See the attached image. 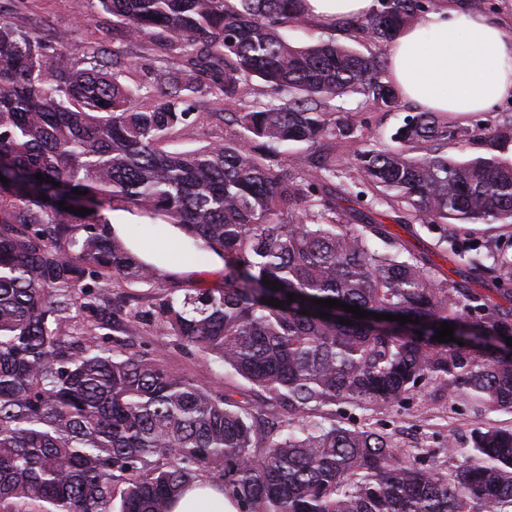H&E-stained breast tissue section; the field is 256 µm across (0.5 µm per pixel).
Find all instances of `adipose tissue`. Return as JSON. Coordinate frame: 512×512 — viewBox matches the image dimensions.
Listing matches in <instances>:
<instances>
[{
  "instance_id": "obj_1",
  "label": "adipose tissue",
  "mask_w": 512,
  "mask_h": 512,
  "mask_svg": "<svg viewBox=\"0 0 512 512\" xmlns=\"http://www.w3.org/2000/svg\"><path fill=\"white\" fill-rule=\"evenodd\" d=\"M387 78L420 109L450 114H478L512 96V39L500 23L457 5L426 14L397 36L389 52ZM130 248L145 262L168 274L195 278L201 269H223L220 254L205 263L188 256L189 239L168 228L164 247L133 240Z\"/></svg>"
}]
</instances>
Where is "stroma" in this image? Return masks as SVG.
Here are the masks:
<instances>
[{
    "instance_id": "1",
    "label": "stroma",
    "mask_w": 512,
    "mask_h": 512,
    "mask_svg": "<svg viewBox=\"0 0 512 512\" xmlns=\"http://www.w3.org/2000/svg\"><path fill=\"white\" fill-rule=\"evenodd\" d=\"M0 17L13 26L26 30L40 24L51 31L65 34L78 44L103 43L111 47L108 30L112 17L102 11L98 0H0ZM289 41L296 45L310 42L311 38L333 37L345 44H354L361 52L388 53V45L366 40H354L347 27H324L322 21L308 17L304 21L288 24L284 30ZM341 118L360 126L364 140L371 143L389 142L390 136L402 125L405 117L415 112L414 104L404 101L393 112H383L357 96L339 99ZM397 234L415 252L426 257L441 276L451 280L467 281L477 290L490 287V278L478 270H469L450 261L446 244L435 227L414 224L397 227ZM449 237L470 244L488 245L512 254V225L449 226ZM135 344L156 349L169 367L177 369L195 383L224 391L239 383L238 378L224 365L185 354L169 337L156 334L151 328H138ZM349 428L371 426L391 436L398 451L406 454L424 453L427 462L440 465L445 471H454L471 433L479 428L494 426L512 429V412L490 411L478 406L467 397L448 393L444 385L430 383L407 395L403 400L379 411L343 407L339 416Z\"/></svg>"
}]
</instances>
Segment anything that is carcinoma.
Returning a JSON list of instances; mask_svg holds the SVG:
<instances>
[{
    "label": "carcinoma",
    "mask_w": 512,
    "mask_h": 512,
    "mask_svg": "<svg viewBox=\"0 0 512 512\" xmlns=\"http://www.w3.org/2000/svg\"><path fill=\"white\" fill-rule=\"evenodd\" d=\"M98 2L112 15L110 51L0 18V512H170L199 478L238 512H471V499L512 512V431L476 430L449 474L386 433L336 422L338 407L381 409L432 381L512 411V305L440 277L338 204H360L368 184L398 224L511 225L512 120L476 137L444 112H417L392 144L348 163L323 149L357 138L336 100L362 95L390 112L399 96L379 53L288 41L281 27L304 0ZM428 7L378 0L360 29L389 43ZM131 43L157 62L133 85L114 59ZM256 80L279 104L242 101ZM229 101L241 111L216 116L233 131L174 146L204 106ZM450 143L460 156L442 152ZM114 209L224 252L221 283L166 288L171 275L108 233ZM451 252L512 281L505 252ZM123 286L155 296L112 297ZM443 322L464 345L434 339ZM137 323L230 368L241 399L133 349Z\"/></svg>",
    "instance_id": "carcinoma-1"
}]
</instances>
